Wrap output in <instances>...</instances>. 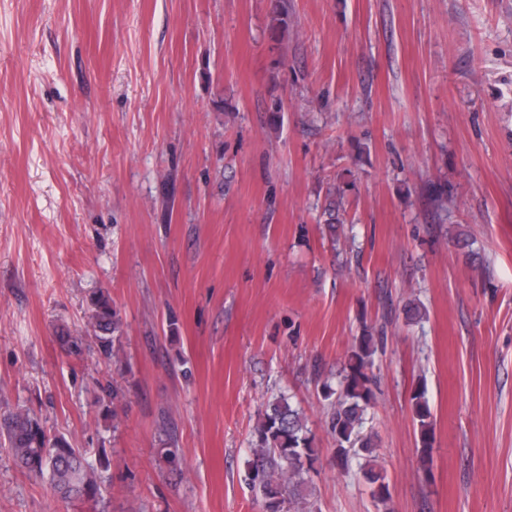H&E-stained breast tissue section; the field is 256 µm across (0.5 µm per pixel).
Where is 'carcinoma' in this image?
I'll use <instances>...</instances> for the list:
<instances>
[{
    "mask_svg": "<svg viewBox=\"0 0 512 512\" xmlns=\"http://www.w3.org/2000/svg\"><path fill=\"white\" fill-rule=\"evenodd\" d=\"M271 13L272 31L285 30L288 10L283 0H273ZM88 325L101 354L118 363L115 345L121 339L122 322L107 295L101 293L92 299ZM378 347L377 338L364 329L347 355L348 371L336 386L323 384V391L325 399L335 398L329 418V430L336 445L335 462L347 463L350 452L359 449L366 457L364 475L375 486V498L385 506L390 499L389 486L377 464L373 441L359 431L374 397L371 371ZM413 414L420 431V462L426 469L432 462L434 433L431 411L421 391L413 396ZM0 437L7 442L20 468L49 474L62 498L86 499L100 495L97 470L85 454L62 437H48L43 426L28 414H13ZM252 452L254 459L247 480L259 490L265 512H313L305 494L306 475L318 459V451L301 412L287 398L275 399L260 413Z\"/></svg>",
    "mask_w": 512,
    "mask_h": 512,
    "instance_id": "1",
    "label": "carcinoma"
}]
</instances>
